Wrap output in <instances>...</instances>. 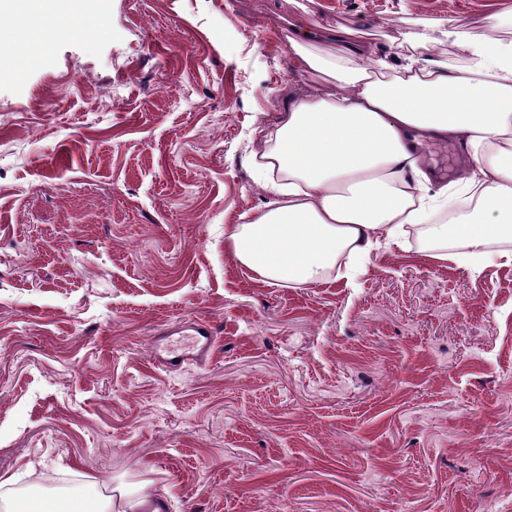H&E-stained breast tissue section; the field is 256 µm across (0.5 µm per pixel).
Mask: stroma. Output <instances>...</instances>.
Returning a JSON list of instances; mask_svg holds the SVG:
<instances>
[{
	"instance_id": "stroma-1",
	"label": "stroma",
	"mask_w": 512,
	"mask_h": 512,
	"mask_svg": "<svg viewBox=\"0 0 512 512\" xmlns=\"http://www.w3.org/2000/svg\"><path fill=\"white\" fill-rule=\"evenodd\" d=\"M103 24L0 78V475L47 463L60 500L150 481L163 512H512V264L430 259L418 238L280 285L224 227L260 211L249 139L289 97L287 20L406 32L466 63L512 41V0H99ZM210 321L168 370L154 336ZM179 335L188 338L184 344L173 343L171 336ZM215 343L211 324L204 319L183 321L172 331L156 336L153 341V352L159 365L166 369L180 368L188 359H202Z\"/></svg>"
}]
</instances>
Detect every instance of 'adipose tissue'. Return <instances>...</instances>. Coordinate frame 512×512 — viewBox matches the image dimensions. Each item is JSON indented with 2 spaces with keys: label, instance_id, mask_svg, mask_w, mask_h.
Listing matches in <instances>:
<instances>
[{
  "label": "adipose tissue",
  "instance_id": "1",
  "mask_svg": "<svg viewBox=\"0 0 512 512\" xmlns=\"http://www.w3.org/2000/svg\"><path fill=\"white\" fill-rule=\"evenodd\" d=\"M35 34L15 49L13 73L44 57L72 26L98 23L94 0H9ZM299 31L289 44L308 94L289 100L274 126L252 132L251 155L269 198L262 212L224 229L241 265L273 283L313 285L343 268L355 284L375 251L417 234L430 258L475 267L512 263V42L469 40L468 65L449 68L431 38L408 33L413 50L395 75L372 60L356 30L329 35L314 50ZM452 141L460 177L435 187L426 144ZM161 498L117 487L92 502L19 496L9 512H162Z\"/></svg>",
  "mask_w": 512,
  "mask_h": 512
}]
</instances>
